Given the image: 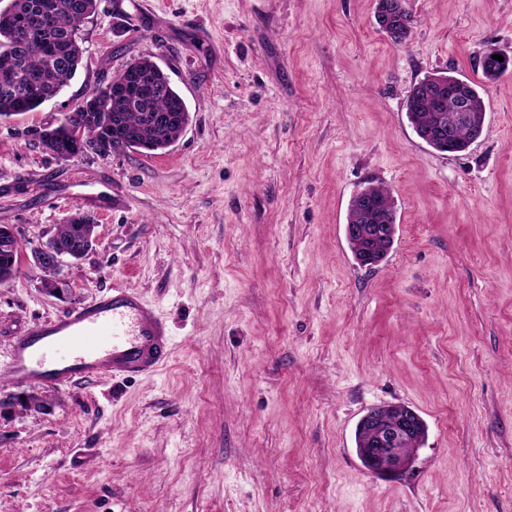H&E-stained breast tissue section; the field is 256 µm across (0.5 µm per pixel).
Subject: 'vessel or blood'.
<instances>
[{"label":"vessel or blood","instance_id":"vessel-or-blood-1","mask_svg":"<svg viewBox=\"0 0 512 512\" xmlns=\"http://www.w3.org/2000/svg\"><path fill=\"white\" fill-rule=\"evenodd\" d=\"M173 346L166 325L131 288H114L69 313L24 328L8 349L9 380L73 384L156 373Z\"/></svg>","mask_w":512,"mask_h":512}]
</instances>
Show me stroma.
<instances>
[{
  "label": "stroma",
  "mask_w": 512,
  "mask_h": 512,
  "mask_svg": "<svg viewBox=\"0 0 512 512\" xmlns=\"http://www.w3.org/2000/svg\"><path fill=\"white\" fill-rule=\"evenodd\" d=\"M396 45L375 0H98L75 77L0 120V224L24 252L75 210L97 241L0 284L9 342L111 288L173 334L150 376L25 385L44 414L0 417V512H512V0H406ZM154 55L190 119L174 145L61 161L28 129L57 122ZM455 68L486 104L462 153L423 143L412 85ZM387 186L385 263L345 237L364 182ZM427 425L412 467L369 472L354 442L373 407Z\"/></svg>",
  "instance_id": "obj_1"
}]
</instances>
